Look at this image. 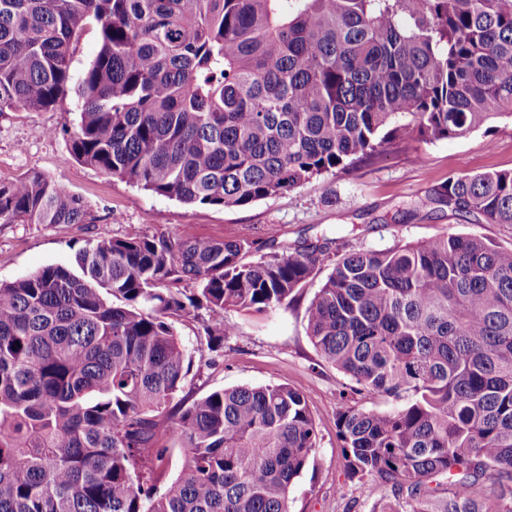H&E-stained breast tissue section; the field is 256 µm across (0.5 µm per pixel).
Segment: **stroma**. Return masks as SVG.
Returning <instances> with one entry per match:
<instances>
[{
	"label": "stroma",
	"mask_w": 512,
	"mask_h": 512,
	"mask_svg": "<svg viewBox=\"0 0 512 512\" xmlns=\"http://www.w3.org/2000/svg\"><path fill=\"white\" fill-rule=\"evenodd\" d=\"M80 110V100L71 94L49 111L20 108L0 115V182L41 172L79 195L88 212L83 224L0 223V283L47 265L73 264L77 251L93 239L121 238L133 229L176 237L187 224L204 239L263 241L269 253L324 237L382 250L444 232L473 231L512 246V226L476 227L429 202L432 190L448 176L512 170V122L507 120L460 139L398 140L356 170L228 209L182 204L80 163L68 142ZM51 129L56 132L52 138L47 135ZM328 274L325 268L316 271L300 296L276 311H225L237 333L225 339L220 355L201 346L199 320L178 321L177 332L193 357L184 393L192 399L237 386L299 389L319 423L320 443L291 489L290 512H373L374 498L346 476L336 436L335 410L347 379L320 360L307 334L306 309Z\"/></svg>",
	"instance_id": "obj_1"
}]
</instances>
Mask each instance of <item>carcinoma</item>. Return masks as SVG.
I'll list each match as a JSON object with an SVG mask.
<instances>
[{
    "mask_svg": "<svg viewBox=\"0 0 512 512\" xmlns=\"http://www.w3.org/2000/svg\"><path fill=\"white\" fill-rule=\"evenodd\" d=\"M99 51L72 85L70 48ZM75 91L84 165L183 203L244 207L374 160L385 145L512 121V0H0V113ZM430 202L512 226V171L450 175ZM70 189L0 183V223L83 224ZM250 238L137 231L72 267L0 283V512H289L319 446L287 384L182 396L191 358L314 271L308 336L352 394L347 477L379 512H512V247L442 233L384 250L336 240L245 260Z\"/></svg>",
    "mask_w": 512,
    "mask_h": 512,
    "instance_id": "carcinoma-1",
    "label": "carcinoma"
}]
</instances>
